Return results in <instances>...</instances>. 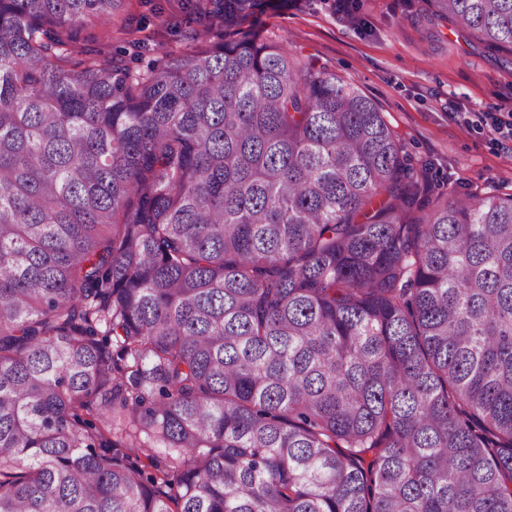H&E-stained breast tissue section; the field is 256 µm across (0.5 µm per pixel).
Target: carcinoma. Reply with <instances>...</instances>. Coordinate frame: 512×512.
<instances>
[{"mask_svg":"<svg viewBox=\"0 0 512 512\" xmlns=\"http://www.w3.org/2000/svg\"><path fill=\"white\" fill-rule=\"evenodd\" d=\"M120 2L0 0V512H512V193L279 43L78 42Z\"/></svg>","mask_w":512,"mask_h":512,"instance_id":"carcinoma-1","label":"carcinoma"}]
</instances>
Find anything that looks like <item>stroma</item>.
Returning <instances> with one entry per match:
<instances>
[{"label": "stroma", "mask_w": 512, "mask_h": 512, "mask_svg": "<svg viewBox=\"0 0 512 512\" xmlns=\"http://www.w3.org/2000/svg\"><path fill=\"white\" fill-rule=\"evenodd\" d=\"M233 27L311 55L358 86L384 113L414 166L447 177L457 194L512 193V143L495 140L489 115L512 112V51H491L425 13L423 0H258ZM195 36L221 41L223 28L192 21L188 0H123L111 28L82 30L90 42L112 34V51L131 42L143 62L189 51Z\"/></svg>", "instance_id": "1"}]
</instances>
